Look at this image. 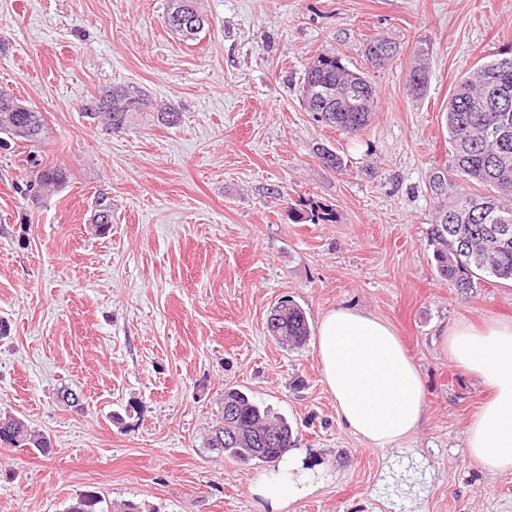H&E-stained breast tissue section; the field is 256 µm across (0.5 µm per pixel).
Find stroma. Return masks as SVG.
<instances>
[{
	"label": "stroma",
	"instance_id": "obj_1",
	"mask_svg": "<svg viewBox=\"0 0 512 512\" xmlns=\"http://www.w3.org/2000/svg\"><path fill=\"white\" fill-rule=\"evenodd\" d=\"M167 5L0 0V87L48 129L0 151V412L51 442L46 455L0 446V512H65L83 494L101 512H268L251 492L265 466L207 446L230 387L299 437L311 480L285 512H512V472L466 448L487 392L442 343L456 321L512 317V283L461 292L438 276L429 188L448 161L454 86L512 45V0H201L208 23L188 42L165 26ZM377 37L397 52L373 69ZM333 50L376 88L356 140L301 99L305 67ZM118 85L180 123L146 112L113 133L83 116ZM322 144L341 169L319 160ZM42 169L60 185L40 187ZM102 198L105 236L92 223ZM284 298L312 326L339 305L391 325L425 382L421 428L396 448L352 435L312 343L285 349L267 332Z\"/></svg>",
	"mask_w": 512,
	"mask_h": 512
}]
</instances>
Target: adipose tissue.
I'll return each mask as SVG.
<instances>
[{"mask_svg":"<svg viewBox=\"0 0 512 512\" xmlns=\"http://www.w3.org/2000/svg\"><path fill=\"white\" fill-rule=\"evenodd\" d=\"M449 360L489 392L467 430L471 458L492 473L512 471V318L482 327L461 321L443 336ZM315 351L323 381L346 428L378 448L400 445L422 425L426 391L400 338L383 320L339 306L318 322ZM292 458L258 480L255 496L279 512L305 489Z\"/></svg>","mask_w":512,"mask_h":512,"instance_id":"adipose-tissue-1","label":"adipose tissue"}]
</instances>
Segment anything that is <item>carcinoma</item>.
Instances as JSON below:
<instances>
[{"instance_id": "cac0c4a2", "label": "carcinoma", "mask_w": 512, "mask_h": 512, "mask_svg": "<svg viewBox=\"0 0 512 512\" xmlns=\"http://www.w3.org/2000/svg\"><path fill=\"white\" fill-rule=\"evenodd\" d=\"M165 23L182 41H194L207 25V17L197 0H169ZM396 46L385 38L370 39L365 56L374 67L387 59L386 49ZM357 82L365 106L357 112L329 108L320 92L332 86L336 94ZM428 73L419 63L411 67L407 88L421 94ZM302 90L309 91L304 106L323 122L348 138L366 131L376 112L377 93L365 73L348 69L340 51L320 54L306 66ZM94 120L102 117L112 132L126 129L135 116L148 110L157 120L171 125L180 113L167 103L141 90L116 86L82 107ZM450 159L448 166L432 173L430 190L440 199L438 214L431 231L435 245L434 259L440 278L461 290L472 288L477 280L488 278L512 281V48L495 54L462 76L454 88L447 112ZM47 134L42 114L22 104L5 90H0V148L12 141L37 143ZM465 184L459 188V184ZM94 227L104 235L112 228V204L102 202L94 216ZM269 335L286 346H300L309 336L305 311L293 304L273 310L267 321ZM224 400L234 404L232 416H222L221 425L211 431L207 447L243 463H269L283 457L284 443L293 429L288 420L275 416L244 392L229 388ZM233 422L247 437L225 440L224 424ZM272 436L266 454L255 453V441ZM12 448H36L50 452V443L31 429L25 420L11 415L0 416V445ZM96 496L83 495L71 503L66 512H96Z\"/></svg>"}]
</instances>
